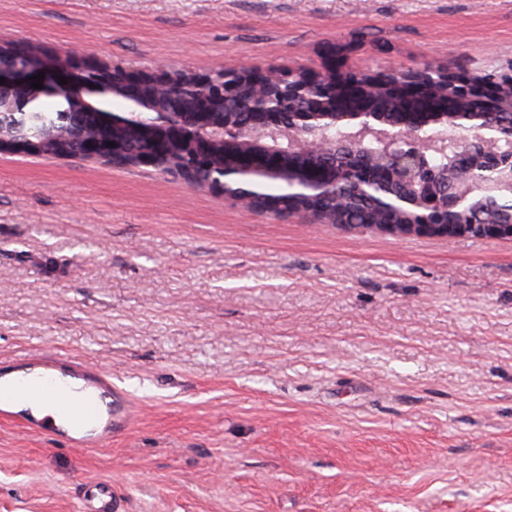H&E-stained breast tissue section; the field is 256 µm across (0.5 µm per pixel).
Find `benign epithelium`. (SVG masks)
<instances>
[{"instance_id":"benign-epithelium-1","label":"benign epithelium","mask_w":512,"mask_h":512,"mask_svg":"<svg viewBox=\"0 0 512 512\" xmlns=\"http://www.w3.org/2000/svg\"><path fill=\"white\" fill-rule=\"evenodd\" d=\"M88 69L98 71L94 86L82 77ZM45 73L42 88L32 87L29 77ZM66 78L61 85L58 79ZM0 146L10 143L22 152L32 139L19 116L35 111L40 98L62 101L60 119L67 123L71 140L83 145L80 155L118 165L122 145L112 139L107 148L87 139L85 118L108 124L112 132L135 130L149 143L134 163L197 185V170L211 172L205 188L217 192L241 207L278 217L312 215L323 220L319 191L341 181L361 188H385L401 203L407 223L377 224L365 218L364 228L397 236L432 234L439 236H512V214L482 224L459 226L448 223V208L470 201L477 186L469 173L478 166L501 173L488 187L494 193H512V131L503 137L490 136L488 119L496 112H512V73L493 85L492 98L485 97L488 83H456L445 66L427 63L408 71H393L385 77L345 78L334 73L312 74L304 70L285 71L268 65L256 71L240 62L195 69L158 68L155 73L115 68L89 62L70 66L68 56L41 54L37 64H19V59L0 50ZM416 89L435 101L432 108L416 114L408 108L404 91ZM357 95L366 107L345 108L342 100ZM123 102L122 112L112 111L111 99ZM400 113L394 132L387 113ZM343 125L347 134L330 141L319 133ZM451 124L468 132L448 168L437 169L433 159L448 150L444 138H421L425 126ZM177 141H202L206 149L192 159L173 165L166 161L167 149ZM375 142L378 153L371 159L375 173L359 165ZM340 154L330 172L315 167L297 174L311 196L294 209L277 199L248 205L230 186L243 177L282 175L296 158L313 161L328 154Z\"/></svg>"}]
</instances>
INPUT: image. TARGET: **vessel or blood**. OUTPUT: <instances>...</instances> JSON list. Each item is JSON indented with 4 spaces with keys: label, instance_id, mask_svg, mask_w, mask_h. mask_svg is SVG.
I'll return each mask as SVG.
<instances>
[{
    "label": "vessel or blood",
    "instance_id": "vessel-or-blood-1",
    "mask_svg": "<svg viewBox=\"0 0 512 512\" xmlns=\"http://www.w3.org/2000/svg\"><path fill=\"white\" fill-rule=\"evenodd\" d=\"M53 402L58 420L39 417ZM133 411L112 373L84 358L55 350L0 360V421L63 441L83 451L107 446L130 427ZM123 501L106 481L82 485L77 512H122Z\"/></svg>",
    "mask_w": 512,
    "mask_h": 512
}]
</instances>
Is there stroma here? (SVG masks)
<instances>
[{
  "label": "stroma",
  "instance_id": "35a3bbf8",
  "mask_svg": "<svg viewBox=\"0 0 512 512\" xmlns=\"http://www.w3.org/2000/svg\"><path fill=\"white\" fill-rule=\"evenodd\" d=\"M124 66L512 70V0H0V46ZM138 407L74 451L0 423V512H512V237L248 211L150 168L0 153V358ZM78 512H122L123 501L113 495L112 485L107 481H94L82 485Z\"/></svg>",
  "mask_w": 512,
  "mask_h": 512
}]
</instances>
